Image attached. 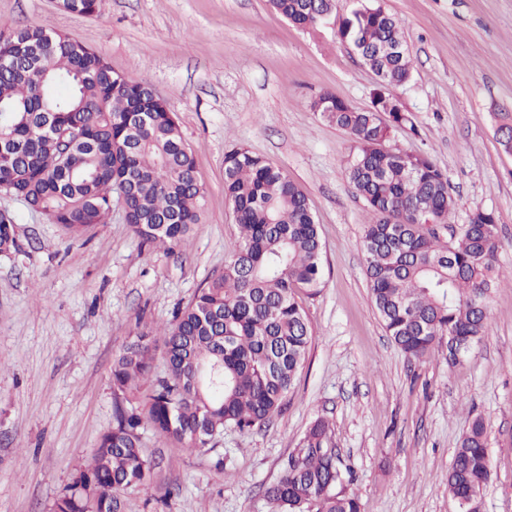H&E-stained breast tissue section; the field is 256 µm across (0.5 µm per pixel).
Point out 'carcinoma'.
Masks as SVG:
<instances>
[{"label":"carcinoma","instance_id":"cac0c4a2","mask_svg":"<svg viewBox=\"0 0 512 512\" xmlns=\"http://www.w3.org/2000/svg\"><path fill=\"white\" fill-rule=\"evenodd\" d=\"M294 24L314 28L336 12L337 0H268ZM90 15L97 0H58ZM338 36L357 48L392 88L411 76L400 22L363 4L340 23ZM0 191L74 235L112 213L113 187L124 190L127 224L141 243L178 245L199 223L203 192L193 151L185 146L166 102L144 82L112 71L90 47L44 26H0ZM326 121L356 144L348 164L354 190L371 219L362 247L375 310L386 333L412 359L479 342L489 331L496 266L497 221L472 212L459 233L422 224L420 212L447 215L455 207L448 178L425 155L387 149L397 128L414 129L389 96H372L354 110L330 91ZM499 143L512 152V113H500ZM224 196L238 228V245L173 322L140 330L112 367L116 405L90 465L76 470L52 512H122L121 493L148 488L153 460L143 431L151 429L190 451H215L224 428L245 432L279 414L304 367L313 330L300 294L323 283V243L304 191L281 169L246 147L224 154ZM12 218L0 214V254L17 250ZM512 283V271L506 275ZM162 344L164 376L152 373ZM349 476L331 447L329 422L316 419L288 455L280 480L266 490L273 512H361L357 495L341 487ZM491 477L486 429L472 421L455 449L448 494L461 512H480Z\"/></svg>","mask_w":512,"mask_h":512}]
</instances>
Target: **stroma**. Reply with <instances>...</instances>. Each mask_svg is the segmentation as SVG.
<instances>
[{
    "label": "stroma",
    "mask_w": 512,
    "mask_h": 512,
    "mask_svg": "<svg viewBox=\"0 0 512 512\" xmlns=\"http://www.w3.org/2000/svg\"><path fill=\"white\" fill-rule=\"evenodd\" d=\"M405 31L410 81L393 90L415 132L391 143L427 155L448 178L450 226L477 209L497 218L500 271L512 270V153L495 115L512 112V0H378ZM359 0L304 29L267 0H101L96 13L56 0H0V22L43 25L152 86L174 112L204 192L200 221L174 249L141 245L113 202L106 223L75 237L0 192L19 248L0 255V512H51L88 463L116 407L113 361L138 327L170 324L222 271L238 231L224 198V155L243 145L282 169L311 204L324 282L301 302L313 342L282 413L244 433L225 428L224 457L144 431L150 491L124 512H269L267 485L309 425L329 421L362 512H459L448 493L454 451L474 418L492 479L481 512H512V284L493 291L490 330L460 360H408L374 308L362 250L365 201L352 189L355 144L311 108L329 90L357 109L375 86L338 36Z\"/></svg>",
    "instance_id": "35a3bbf8"
}]
</instances>
